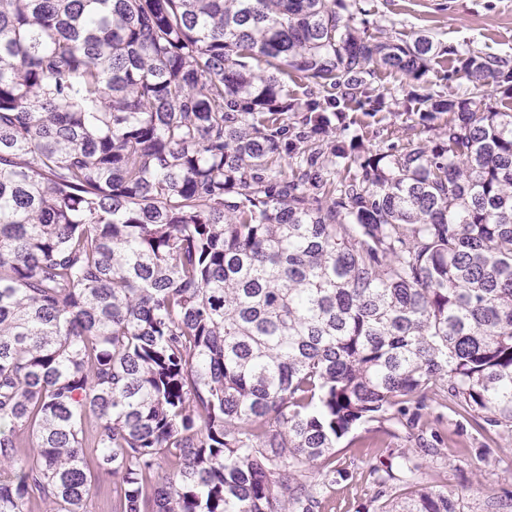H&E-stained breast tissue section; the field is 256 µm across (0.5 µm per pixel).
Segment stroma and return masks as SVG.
Returning a JSON list of instances; mask_svg holds the SVG:
<instances>
[{"label": "stroma", "mask_w": 512, "mask_h": 512, "mask_svg": "<svg viewBox=\"0 0 512 512\" xmlns=\"http://www.w3.org/2000/svg\"><path fill=\"white\" fill-rule=\"evenodd\" d=\"M348 10L365 13L381 30L399 32L412 38L426 32L441 44V54L432 62L427 81H436L452 69L457 54L467 51L512 60V0H344ZM406 81L399 74L379 71L373 87L390 99L389 111L368 116L351 112L347 121L352 133L372 136L374 149L386 150L389 144H401L413 137L409 114L395 106ZM443 437L440 455L428 457L425 482L438 488H450L463 497L469 512H483L487 496L512 498V458L497 453L490 458L473 452L482 437L471 426H460L452 410H441L433 423ZM369 435L377 440L374 448H357L340 441L335 464L347 472V480L328 488L325 512H369L377 492L372 472L396 466L391 451L403 448L418 451L419 443L402 425L390 421L370 425Z\"/></svg>", "instance_id": "1"}]
</instances>
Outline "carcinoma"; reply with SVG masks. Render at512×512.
<instances>
[{
    "instance_id": "cac0c4a2",
    "label": "carcinoma",
    "mask_w": 512,
    "mask_h": 512,
    "mask_svg": "<svg viewBox=\"0 0 512 512\" xmlns=\"http://www.w3.org/2000/svg\"><path fill=\"white\" fill-rule=\"evenodd\" d=\"M344 9L0 0V512H87L89 454L112 512H323L341 439L396 419L438 455L450 403L504 450L512 112L487 87L512 63L460 55L449 95L433 37ZM381 69L437 133H350L390 109ZM397 458L373 512H465ZM405 78L400 74L381 70L372 80V86L384 94L388 100L402 98V86L405 87Z\"/></svg>"
}]
</instances>
